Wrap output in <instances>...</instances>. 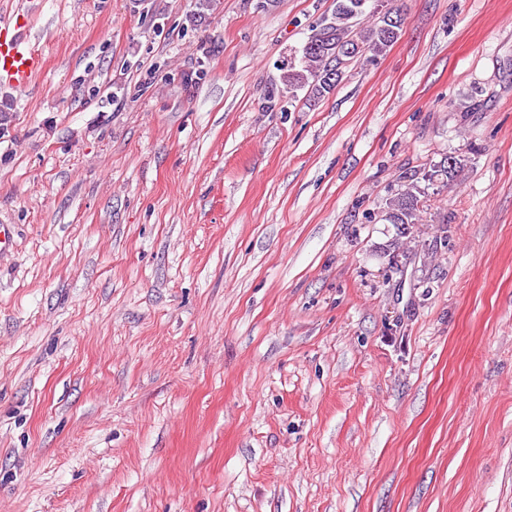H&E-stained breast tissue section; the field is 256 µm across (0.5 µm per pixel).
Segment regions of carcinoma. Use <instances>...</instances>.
<instances>
[{
    "instance_id": "cac0c4a2",
    "label": "carcinoma",
    "mask_w": 512,
    "mask_h": 512,
    "mask_svg": "<svg viewBox=\"0 0 512 512\" xmlns=\"http://www.w3.org/2000/svg\"><path fill=\"white\" fill-rule=\"evenodd\" d=\"M397 12L375 14L373 0H336L333 12L323 16L308 37L319 43L315 50H301L299 67H290L285 76V92L295 98L306 91V99H319L336 86L339 65L367 53L375 58L384 53L401 35L392 23ZM457 162L448 156L425 172L423 179L434 182L452 175ZM419 189L409 184L390 199L386 220L392 224H416L420 220Z\"/></svg>"
}]
</instances>
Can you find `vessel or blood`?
Instances as JSON below:
<instances>
[{
  "mask_svg": "<svg viewBox=\"0 0 512 512\" xmlns=\"http://www.w3.org/2000/svg\"><path fill=\"white\" fill-rule=\"evenodd\" d=\"M44 61L20 27L12 19L0 16V78L15 88H26Z\"/></svg>",
  "mask_w": 512,
  "mask_h": 512,
  "instance_id": "vessel-or-blood-1",
  "label": "vessel or blood"
}]
</instances>
